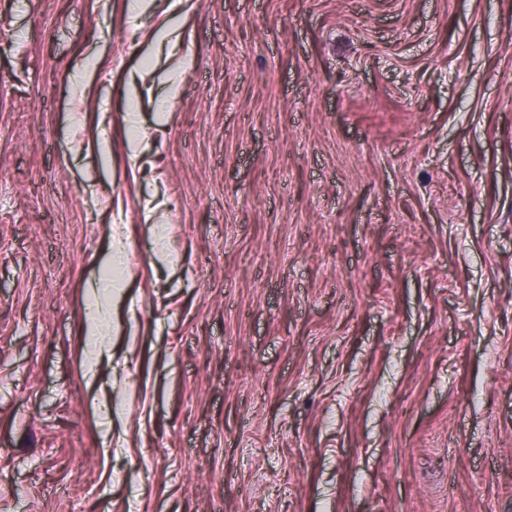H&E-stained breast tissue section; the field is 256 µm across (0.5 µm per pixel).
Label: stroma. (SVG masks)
<instances>
[{
	"label": "stroma",
	"instance_id": "35a3bbf8",
	"mask_svg": "<svg viewBox=\"0 0 512 512\" xmlns=\"http://www.w3.org/2000/svg\"><path fill=\"white\" fill-rule=\"evenodd\" d=\"M0 512H512V0H0ZM132 253V243L122 230L113 229L112 234V279H103L101 290L104 301L96 299L91 302L85 311L83 324L87 336H94L101 341L100 349L105 346V340L110 335L112 316L108 299L112 292H121L126 288L127 276L124 270L128 269Z\"/></svg>",
	"mask_w": 512,
	"mask_h": 512
}]
</instances>
